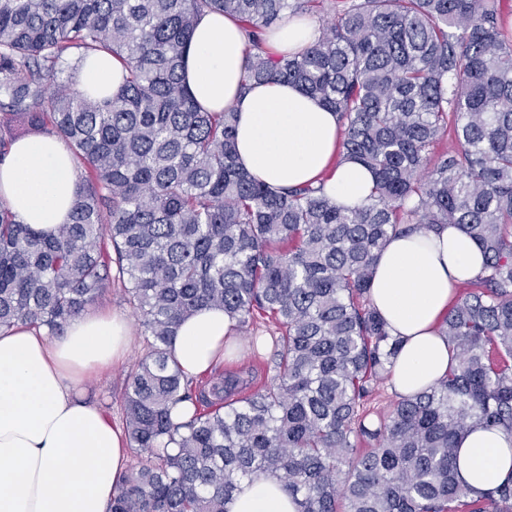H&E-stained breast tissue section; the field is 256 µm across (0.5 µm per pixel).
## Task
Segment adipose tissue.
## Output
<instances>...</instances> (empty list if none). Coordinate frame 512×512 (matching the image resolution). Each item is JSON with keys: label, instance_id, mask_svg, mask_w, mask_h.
<instances>
[{"label": "adipose tissue", "instance_id": "1", "mask_svg": "<svg viewBox=\"0 0 512 512\" xmlns=\"http://www.w3.org/2000/svg\"><path fill=\"white\" fill-rule=\"evenodd\" d=\"M319 32L306 18L284 21L269 42L277 52L312 45ZM245 33L238 22L202 16L185 57V81L208 112L238 114L239 164L274 187L311 184L334 203L361 205L373 175L353 160L334 164L340 129L334 112L294 85L264 82L242 90ZM122 65L88 61L75 85L80 94L117 90ZM76 163L48 136L17 140L0 162V198L23 223L53 233L65 223L76 188ZM482 250L458 227L417 230L390 239L375 268L370 298L401 345L390 383L408 396L441 380L453 351L439 331L457 287L484 268ZM229 321L204 308L181 323L171 354L188 376L211 372L224 358ZM129 347L126 320L82 314L64 335L48 337L20 324L0 333V512H107L127 468L129 441L103 411L83 401L77 386L100 369L121 363ZM458 479L478 496L512 475V435L477 428L458 444ZM229 512H297L273 479L244 480Z\"/></svg>", "mask_w": 512, "mask_h": 512}]
</instances>
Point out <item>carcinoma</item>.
Listing matches in <instances>:
<instances>
[{
  "label": "carcinoma",
  "instance_id": "cac0c4a2",
  "mask_svg": "<svg viewBox=\"0 0 512 512\" xmlns=\"http://www.w3.org/2000/svg\"><path fill=\"white\" fill-rule=\"evenodd\" d=\"M316 0H0V162L16 131L49 135L80 173L46 235L0 198V330L63 334L115 284L149 354L122 394L130 449L109 512H228L243 479L273 478L298 512H512V478L471 498L458 441L512 434V30L500 0H332L313 47L276 57L267 34ZM247 36L242 89L283 81L336 112L338 157L367 167L362 206L274 188L236 159L237 113L203 112L184 81L198 19ZM126 69L82 97L85 61ZM456 146L433 159L435 145ZM454 225L482 249L440 323L457 363L368 423L400 341L371 303L391 236ZM221 308L233 330L274 319L276 381L183 374L180 323ZM192 407L176 422L171 409Z\"/></svg>",
  "mask_w": 512,
  "mask_h": 512
}]
</instances>
